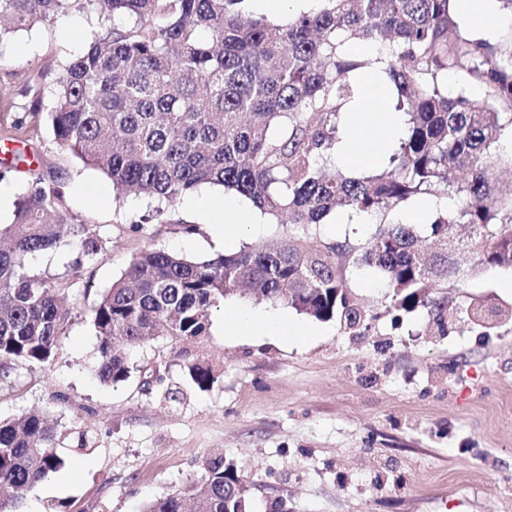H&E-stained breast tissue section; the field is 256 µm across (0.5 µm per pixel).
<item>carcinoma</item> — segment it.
Wrapping results in <instances>:
<instances>
[{
	"label": "carcinoma",
	"mask_w": 512,
	"mask_h": 512,
	"mask_svg": "<svg viewBox=\"0 0 512 512\" xmlns=\"http://www.w3.org/2000/svg\"><path fill=\"white\" fill-rule=\"evenodd\" d=\"M243 0H0V21L21 30L78 11L101 20L85 52L62 67L47 113L56 143L111 179L119 194L158 200L154 215L202 183L247 199L292 230L270 247L245 246L212 259L145 247L91 310L99 339L97 376L118 383L127 351L152 336L191 341L207 333L212 309L248 292L284 302L348 331L375 315L358 307L353 279L388 288L389 308L450 315L440 290L461 288L485 269L512 268V192L496 172L512 170V54L461 31L455 0H322L315 13L278 23L243 20ZM379 49L369 58L349 45ZM384 67L407 108L406 135L377 174L336 162L344 116L359 75ZM450 71L479 87L448 96ZM427 195L453 198L426 224L394 213ZM361 218L360 236L327 238L332 215ZM0 379L50 362L72 311L63 300L109 249L98 226L69 216L60 183L36 178L8 224H0ZM68 246L61 273H34L29 256ZM466 251L462 268L455 255ZM362 327H357L358 322ZM190 386L207 390L212 367L185 363ZM48 419L0 422V512L63 464ZM236 468L218 455L201 480L149 503L145 512H247Z\"/></svg>",
	"instance_id": "carcinoma-1"
}]
</instances>
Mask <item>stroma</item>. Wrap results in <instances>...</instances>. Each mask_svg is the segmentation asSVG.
Masks as SVG:
<instances>
[{
    "instance_id": "stroma-1",
    "label": "stroma",
    "mask_w": 512,
    "mask_h": 512,
    "mask_svg": "<svg viewBox=\"0 0 512 512\" xmlns=\"http://www.w3.org/2000/svg\"><path fill=\"white\" fill-rule=\"evenodd\" d=\"M91 30L87 14L73 11L0 38V146L38 157L31 170L0 162V223H9L34 171L60 182L68 213L111 241L70 299L74 318L53 361L0 380V420L42 413L93 444L67 453L19 512H46L51 503L59 512H143L200 480L215 451L245 479L249 512H512V322L489 330L452 320L442 336L428 331L425 310L390 311L375 278L354 282L375 315L362 335L281 302L232 296L214 309L205 336L156 337L131 351L126 381L97 379L89 312L141 248L210 259L287 236L289 227L247 203L215 245L210 228L224 190L209 184L183 195L168 223L146 222L150 200L115 201L105 174L60 149L46 119L51 91ZM23 113L26 132L12 136L11 118ZM178 221L196 232L176 231ZM245 222L260 232L239 236ZM500 275L488 270L449 289L448 299L461 310L476 295L510 306L512 288H501ZM237 308L287 311L310 334L292 344L227 335L225 316ZM188 360L213 366L218 379L208 390L187 385Z\"/></svg>"
}]
</instances>
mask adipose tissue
Wrapping results in <instances>:
<instances>
[{
	"mask_svg": "<svg viewBox=\"0 0 512 512\" xmlns=\"http://www.w3.org/2000/svg\"><path fill=\"white\" fill-rule=\"evenodd\" d=\"M360 90L351 128L336 146L338 164L352 170H368L381 163L405 132L399 113L387 109L390 88L379 70H371L362 78ZM224 330L270 335L285 343L308 333L307 328L282 315L258 316L246 309L225 318Z\"/></svg>",
	"mask_w": 512,
	"mask_h": 512,
	"instance_id": "adipose-tissue-1",
	"label": "adipose tissue"
}]
</instances>
